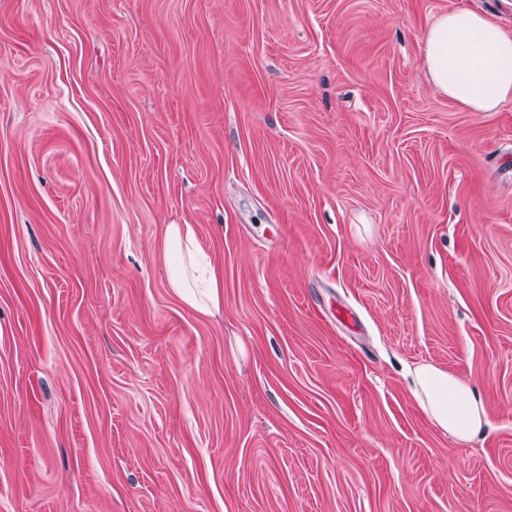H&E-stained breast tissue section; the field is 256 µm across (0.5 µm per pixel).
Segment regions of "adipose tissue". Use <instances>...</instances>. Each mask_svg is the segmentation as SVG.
<instances>
[{
  "label": "adipose tissue",
  "instance_id": "obj_1",
  "mask_svg": "<svg viewBox=\"0 0 512 512\" xmlns=\"http://www.w3.org/2000/svg\"><path fill=\"white\" fill-rule=\"evenodd\" d=\"M425 74L441 95L471 112H492L512 97V35L492 17L466 9L437 15L422 46ZM164 254L173 293L209 314L224 299V274L205 253L188 224L165 228ZM413 395L429 419L460 442L486 424L484 402L465 380L432 365L413 372Z\"/></svg>",
  "mask_w": 512,
  "mask_h": 512
}]
</instances>
